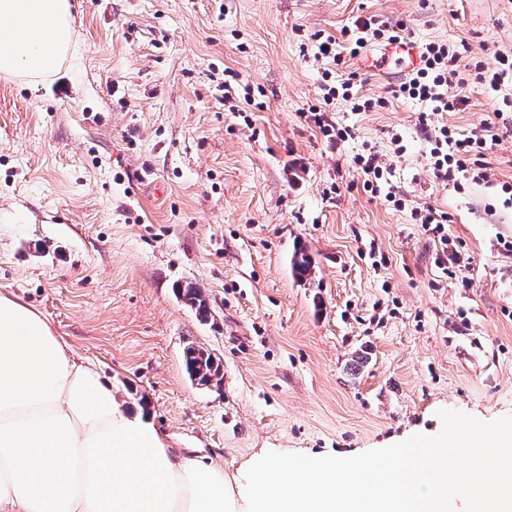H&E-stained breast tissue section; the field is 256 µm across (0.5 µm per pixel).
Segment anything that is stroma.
<instances>
[{
  "label": "stroma",
  "instance_id": "1",
  "mask_svg": "<svg viewBox=\"0 0 512 512\" xmlns=\"http://www.w3.org/2000/svg\"><path fill=\"white\" fill-rule=\"evenodd\" d=\"M75 55L54 78H0V292L38 310L124 408L145 406L170 448L253 486L255 461L447 449L463 508L471 433H512V0H72ZM375 14L416 44L466 46L468 103L432 112L389 98L399 76L315 59L316 34ZM353 96L315 124L323 75ZM230 93H223V83ZM385 99L366 112L355 99ZM429 129L494 132L488 181L457 190L428 164ZM375 153L403 207L365 192ZM448 212V255L413 212ZM314 261L295 278L291 257ZM209 307L197 317L186 284ZM224 365L192 382L184 350ZM475 79L478 83L496 90L502 76L512 70V58L498 57L493 63H483L482 61L474 64Z\"/></svg>",
  "mask_w": 512,
  "mask_h": 512
}]
</instances>
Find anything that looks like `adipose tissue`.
I'll use <instances>...</instances> for the list:
<instances>
[{
  "mask_svg": "<svg viewBox=\"0 0 512 512\" xmlns=\"http://www.w3.org/2000/svg\"><path fill=\"white\" fill-rule=\"evenodd\" d=\"M70 0H0V76L51 78L73 50ZM402 490L391 462L260 465L255 489L223 467L179 457L146 413L34 308L0 292V512H448L457 476L418 443Z\"/></svg>",
  "mask_w": 512,
  "mask_h": 512,
  "instance_id": "adipose-tissue-1",
  "label": "adipose tissue"
}]
</instances>
